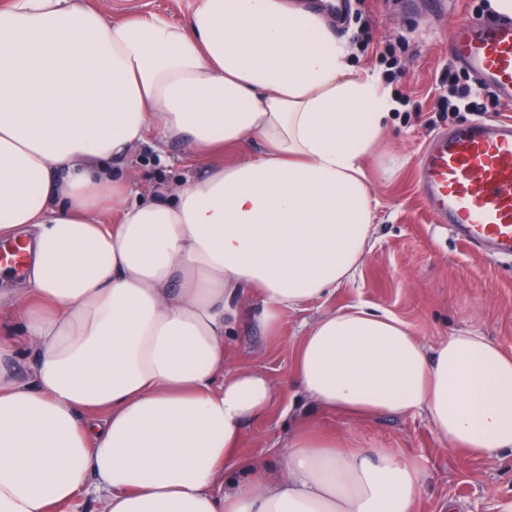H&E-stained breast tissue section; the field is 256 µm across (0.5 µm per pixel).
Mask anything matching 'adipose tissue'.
Segmentation results:
<instances>
[{
  "instance_id": "obj_1",
  "label": "adipose tissue",
  "mask_w": 512,
  "mask_h": 512,
  "mask_svg": "<svg viewBox=\"0 0 512 512\" xmlns=\"http://www.w3.org/2000/svg\"><path fill=\"white\" fill-rule=\"evenodd\" d=\"M397 107L290 0H194L179 23L0 7V241L27 249L0 288V512H64L91 488L103 512H414L418 465L308 426L225 484L275 398L264 373L227 371L228 331L245 299L270 327L355 274L365 162ZM173 144L202 167L133 201L123 167ZM293 380L322 413H423L452 448L512 451V356L471 332L429 349L351 308L301 336Z\"/></svg>"
}]
</instances>
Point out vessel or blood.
Segmentation results:
<instances>
[{"label": "vessel or blood", "mask_w": 512, "mask_h": 512, "mask_svg": "<svg viewBox=\"0 0 512 512\" xmlns=\"http://www.w3.org/2000/svg\"><path fill=\"white\" fill-rule=\"evenodd\" d=\"M448 52L512 107V21L451 20ZM418 174L436 223L449 225L470 250L512 261V120H468L432 135Z\"/></svg>", "instance_id": "1"}]
</instances>
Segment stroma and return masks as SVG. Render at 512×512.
<instances>
[{"label":"stroma","mask_w":512,"mask_h":512,"mask_svg":"<svg viewBox=\"0 0 512 512\" xmlns=\"http://www.w3.org/2000/svg\"><path fill=\"white\" fill-rule=\"evenodd\" d=\"M336 34L354 66L386 78L398 60L402 73L388 86L400 103L366 163L373 208L369 250L354 276L322 299L283 314L269 332L257 312L243 316L228 338L232 371L254 370L273 382L277 397L243 429L231 480L255 461L277 463L298 428L306 401L292 380L294 347L319 317L364 306L403 320L425 346L458 332L485 336L512 355V262L474 255L448 225L435 223L420 195L417 160L430 135L448 128L439 99L448 69V26L415 0H370L365 13L349 12ZM189 170L180 147L167 161L142 153L128 176L141 193ZM316 431L349 448H388L415 462L428 480L414 512H512V454L479 458L451 449L425 415H386L355 421L339 414L315 419Z\"/></svg>","instance_id":"stroma-1"}]
</instances>
